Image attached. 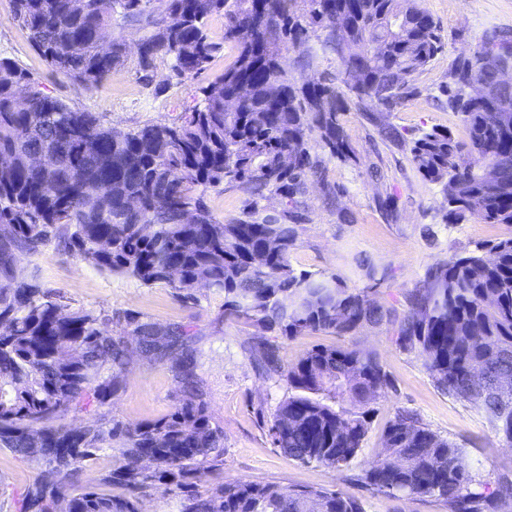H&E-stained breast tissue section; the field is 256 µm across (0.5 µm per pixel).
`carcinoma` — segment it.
I'll use <instances>...</instances> for the list:
<instances>
[{
	"label": "carcinoma",
	"instance_id": "obj_1",
	"mask_svg": "<svg viewBox=\"0 0 512 512\" xmlns=\"http://www.w3.org/2000/svg\"><path fill=\"white\" fill-rule=\"evenodd\" d=\"M11 0L18 25L47 64L75 82L99 85L126 65L111 37L120 20L141 32L139 71L167 60L175 77L204 70L219 49L206 29L224 17V41L237 46L224 74L199 89L179 122L124 131L96 112L44 94L27 73L0 60V449L39 458L44 468L20 512H140L139 502L176 497L179 512H365L329 489L217 478L224 433L211 425L194 381L184 325L127 318L141 352L172 363L183 381L174 410L149 422L101 417L80 428L64 420L80 404H106L119 388L126 341L112 315L62 312L59 299L19 280L15 253L55 240L66 254L101 270L169 285L181 299L197 288L224 293V316L256 327L259 369L295 391L273 414L270 434L285 457L347 469L369 432V406L389 386L379 359L354 347H317L290 363L267 332L344 336L385 313L368 293L339 278L297 272V195L318 161L317 135L349 158L341 116L347 101L391 109L414 92L415 73L441 50L439 27L419 0ZM317 34L342 67L336 80L299 82L281 46ZM490 49L512 63V38L484 36L459 59L443 88L467 139L434 128L411 149L429 182L443 186L453 223L476 216L512 224V91L475 103L466 87L494 83L476 67ZM242 182L285 200L278 217L250 213L214 219L197 188ZM396 345L422 360L439 389L481 408L512 445V238L481 253L454 256L426 273L399 320ZM385 453L357 480L389 498L433 497L448 512H487L512 501V483L490 490L464 463V449L414 415L399 412L384 430ZM113 451L112 470L81 482L85 462Z\"/></svg>",
	"mask_w": 512,
	"mask_h": 512
}]
</instances>
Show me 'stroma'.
<instances>
[{
	"instance_id": "obj_1",
	"label": "stroma",
	"mask_w": 512,
	"mask_h": 512,
	"mask_svg": "<svg viewBox=\"0 0 512 512\" xmlns=\"http://www.w3.org/2000/svg\"><path fill=\"white\" fill-rule=\"evenodd\" d=\"M422 5L440 28L441 52L414 75L415 93L393 111L348 102L341 122L354 151L352 159L331 156L318 137H311L319 170L308 176L299 197L301 220L291 254L296 271L337 276L348 288L368 290L372 299L398 316L407 311L409 293L421 285L431 266L512 236L508 224H487L476 217L449 222L441 186L421 176L410 152L414 140L434 128L465 138L461 114L449 110L440 89L456 59L470 55L486 33H512V0H422ZM207 29L220 48L201 74L179 79L160 62L145 80L128 65L92 87L53 71L14 21L10 0H0V59L27 71L43 93L100 113L105 123L129 130L175 121L195 105L199 88L223 72L235 53L223 40V17H210ZM307 50L316 59L305 68L299 58ZM281 56L298 78L321 82L339 74L336 57L320 53L313 39L301 49H282ZM202 194L213 217L223 223L245 218L250 211L260 218L275 217L284 208L279 195L269 192L255 198L239 183L209 185ZM384 198L390 199L391 212L379 207ZM14 269L18 278L61 295L68 308L112 312L110 331L127 341L122 385L111 405L78 407L66 417L70 426H83L105 413L135 423L162 418L172 410L180 380L169 362L142 355L125 321L132 315L164 326H188L186 344L195 355L198 388L212 425L224 433L225 480L328 488L359 499L366 512H448L436 499L388 498L353 479L381 453L382 431L400 410L413 412L429 429L464 448L468 467L490 485L512 480V447L495 435L482 409L438 389L421 358L395 345L391 322L347 336L307 333L289 339L270 334V341L291 360L318 346L373 352L390 381L372 404L370 430L352 470L302 465L286 458L269 433L275 409L290 393L288 385L256 369L258 354L251 349L255 329L225 319L223 294L200 288L184 302L168 285L146 286L102 271L79 256L64 254L53 242L33 254L16 253ZM41 467L39 460L0 450V512H18L22 493Z\"/></svg>"
}]
</instances>
